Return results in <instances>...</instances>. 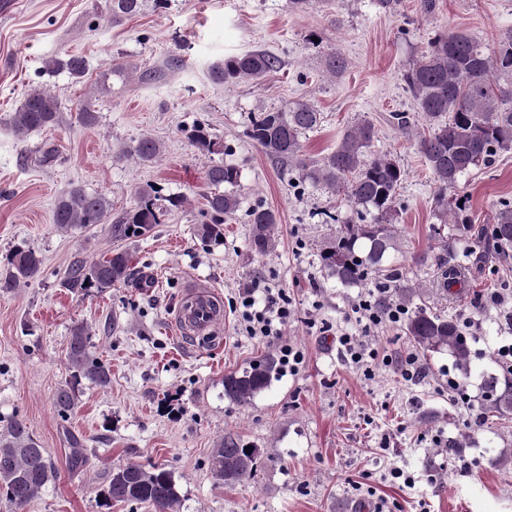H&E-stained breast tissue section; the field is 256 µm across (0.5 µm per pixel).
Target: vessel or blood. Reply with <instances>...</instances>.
Returning <instances> with one entry per match:
<instances>
[{"label":"vessel or blood","instance_id":"obj_1","mask_svg":"<svg viewBox=\"0 0 512 512\" xmlns=\"http://www.w3.org/2000/svg\"><path fill=\"white\" fill-rule=\"evenodd\" d=\"M217 294L210 285L193 284L183 298L174 318L177 334L184 339L197 341L209 338L211 344H221L224 331L223 314L215 313L211 307Z\"/></svg>","mask_w":512,"mask_h":512}]
</instances>
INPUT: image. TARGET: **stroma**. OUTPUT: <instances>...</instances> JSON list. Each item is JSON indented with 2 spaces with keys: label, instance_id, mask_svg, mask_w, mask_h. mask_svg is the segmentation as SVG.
Instances as JSON below:
<instances>
[{
  "label": "stroma",
  "instance_id": "35a3bbf8",
  "mask_svg": "<svg viewBox=\"0 0 512 512\" xmlns=\"http://www.w3.org/2000/svg\"><path fill=\"white\" fill-rule=\"evenodd\" d=\"M510 28L512 0H434L429 11L422 0H398L392 12L374 0H309L299 10L290 0H146L119 23L106 0H20L0 17V268L17 245L44 259L36 279L0 292V417L25 420L56 472L25 512H149L106 496L112 469L128 463L170 471L181 512H355L381 503L388 512H512V439L480 418L482 377L498 372L497 349L512 343L498 319L512 310V257L487 253L461 295L435 303L470 338L469 377L440 354L423 361L416 382L381 365L364 376L342 359L338 335L353 329L350 308L376 282L342 287L318 260L320 243L336 232L328 214L343 220L354 212L342 194L281 174L246 135L252 116L304 100L322 122L303 135V150L320 158L346 128L371 122V153L390 154L405 171L393 218L401 250L392 261L405 280L430 286L437 218L435 182L418 149L426 125L390 121L416 111L403 74L436 32L465 31L490 53ZM255 50L278 56L280 67L258 81L211 79L213 63ZM329 50L347 63L341 76L327 71ZM67 55L85 58L82 79L47 70V61ZM117 62L135 66L133 77L112 75ZM37 88L56 97L60 121L18 134L10 118ZM86 107L98 116L94 125L79 119ZM197 125L214 139L213 151L188 139ZM145 135L161 145L147 164L130 153ZM47 144L57 150L50 162L41 159ZM219 162L239 172L241 207L214 242L197 227L206 220L205 174ZM74 186L106 196L115 217L155 187L162 222L122 242L105 223L57 230L55 201ZM456 193L475 223L492 224L499 204L512 201V149L462 177ZM256 206L278 219L277 245L265 255L250 247ZM118 248L131 253L138 284L87 295L65 287L75 259ZM259 278L285 289L293 311L270 342L244 336L237 310ZM189 280L219 293L222 346L186 345L174 334ZM76 324L87 328L91 354L109 365L111 383L81 380L78 404L63 417L53 395L71 378L66 349ZM285 345L303 355L296 371H284L252 406L225 399V373ZM461 433L470 447L448 455V439ZM228 434L261 450L255 478L234 487L208 464ZM395 465L414 476V487L392 482Z\"/></svg>",
  "mask_w": 512,
  "mask_h": 512
}]
</instances>
